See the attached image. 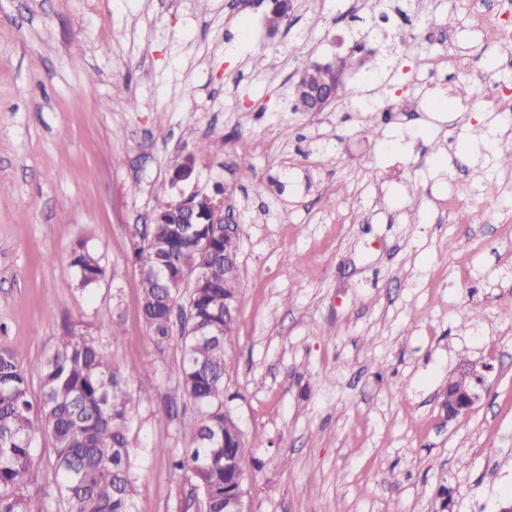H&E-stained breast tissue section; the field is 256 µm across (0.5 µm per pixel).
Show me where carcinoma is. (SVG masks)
Masks as SVG:
<instances>
[{
  "label": "carcinoma",
  "instance_id": "cac0c4a2",
  "mask_svg": "<svg viewBox=\"0 0 512 512\" xmlns=\"http://www.w3.org/2000/svg\"><path fill=\"white\" fill-rule=\"evenodd\" d=\"M407 2L425 26H438L425 0ZM362 48L361 43L353 46L348 67L377 69L374 52L356 56ZM240 239L238 232L213 240L214 258L206 263L209 284L194 295L200 314L220 324L224 298L240 293L239 279L228 277L224 269V260L237 255ZM133 256L142 270L163 259L149 235L134 245ZM177 260L180 266L200 262L195 239L178 243ZM71 265L83 287L104 275L99 257L82 243L72 250ZM141 300L148 340L161 354L173 344L180 349L179 383L192 406V412L181 419L191 448L182 454L167 448L155 453L169 457L172 468L191 483L197 512H224V500L238 487L236 474L224 469V458H236L243 465L251 447L236 418L224 414L226 345L175 330L167 318L163 290L150 277L141 278ZM145 378L138 395L130 396L106 351L66 326L41 364V392L35 398L26 369L9 348L0 346V512H134L136 485L128 428L139 405L156 394L150 375ZM43 429L53 441L52 475L32 493L29 486L37 478L31 459L37 433ZM215 431L222 433L221 447H204L207 434Z\"/></svg>",
  "mask_w": 512,
  "mask_h": 512
}]
</instances>
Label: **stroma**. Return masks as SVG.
Segmentation results:
<instances>
[{"label": "stroma", "mask_w": 512, "mask_h": 512, "mask_svg": "<svg viewBox=\"0 0 512 512\" xmlns=\"http://www.w3.org/2000/svg\"><path fill=\"white\" fill-rule=\"evenodd\" d=\"M404 5L294 0L273 33L270 0H0V345L35 394L67 325L129 392L151 379L129 432L135 512L192 502L157 454L189 443L167 414L180 354L147 339L132 257L188 160L182 190L225 189L244 227L224 402L253 444L252 512H439L443 486L448 512H499L512 493V168L496 161L512 125L453 94L512 83L477 20L500 6L427 0L440 25L424 31ZM366 33L379 73H347L334 109L293 111L295 75ZM358 95L417 106L385 123ZM80 240L105 271L88 290L69 264ZM467 365L485 390L458 424L441 402Z\"/></svg>", "instance_id": "obj_1"}]
</instances>
